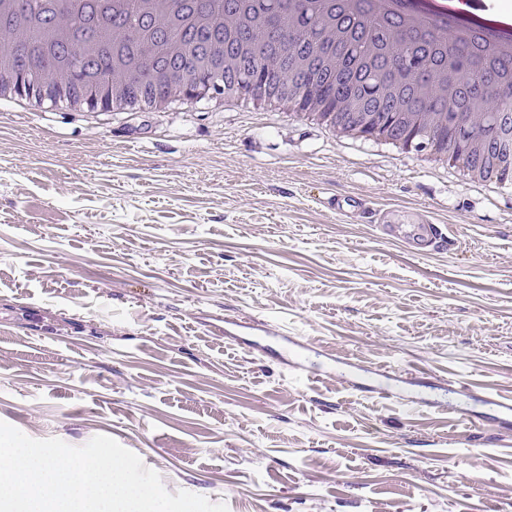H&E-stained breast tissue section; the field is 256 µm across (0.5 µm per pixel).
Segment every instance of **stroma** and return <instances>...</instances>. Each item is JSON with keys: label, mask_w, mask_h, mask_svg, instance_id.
<instances>
[{"label": "stroma", "mask_w": 512, "mask_h": 512, "mask_svg": "<svg viewBox=\"0 0 512 512\" xmlns=\"http://www.w3.org/2000/svg\"><path fill=\"white\" fill-rule=\"evenodd\" d=\"M484 391L512 398V181L251 100L0 111V421L228 512H512ZM382 233L388 237L407 242H424L427 246L442 238V232L433 224H383Z\"/></svg>", "instance_id": "35a3bbf8"}]
</instances>
